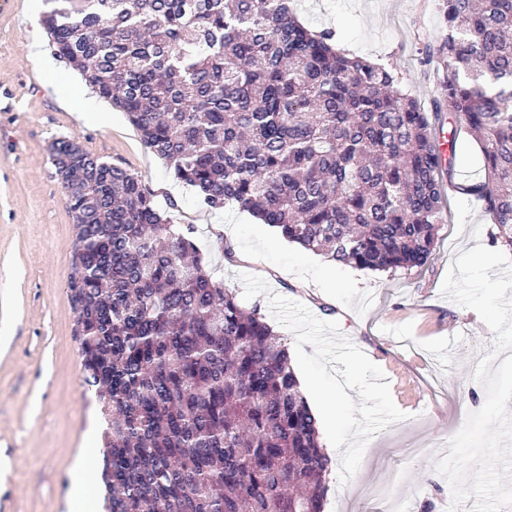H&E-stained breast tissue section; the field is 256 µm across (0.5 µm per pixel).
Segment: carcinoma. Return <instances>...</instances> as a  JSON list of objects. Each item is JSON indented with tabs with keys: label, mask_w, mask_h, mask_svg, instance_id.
Here are the masks:
<instances>
[{
	"label": "carcinoma",
	"mask_w": 512,
	"mask_h": 512,
	"mask_svg": "<svg viewBox=\"0 0 512 512\" xmlns=\"http://www.w3.org/2000/svg\"><path fill=\"white\" fill-rule=\"evenodd\" d=\"M51 2L55 55L201 205L234 204L333 261L422 267L442 224L448 111L484 157L460 190L512 247V0H439L429 113L290 0ZM48 152L76 220L67 289L105 423L108 512H322L328 459L280 338L137 175L68 137Z\"/></svg>",
	"instance_id": "carcinoma-1"
}]
</instances>
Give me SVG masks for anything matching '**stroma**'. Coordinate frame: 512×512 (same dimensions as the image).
Here are the masks:
<instances>
[{"label":"stroma","mask_w":512,"mask_h":512,"mask_svg":"<svg viewBox=\"0 0 512 512\" xmlns=\"http://www.w3.org/2000/svg\"><path fill=\"white\" fill-rule=\"evenodd\" d=\"M293 2L300 21L333 30L344 53L392 68L422 108L438 97V76L420 54L446 28L436 0ZM48 8L47 0H0V512H68L83 439L100 434L67 292L76 221L48 159L61 137L135 173L173 223L193 225L196 245L235 294L241 274L260 276L274 293L337 321L381 367L405 418L370 440L346 484L328 483L323 512H382L389 502L402 512H447L451 488L435 464L486 400L474 370L494 335L442 286L459 251L502 247L484 203L458 190L484 176L472 134L447 118L453 186L429 263L409 271L341 264L235 206L200 207L109 103L80 119L77 101L91 94L81 75L61 62L46 75L28 58L34 45L51 52L41 23Z\"/></svg>","instance_id":"35a3bbf8"}]
</instances>
